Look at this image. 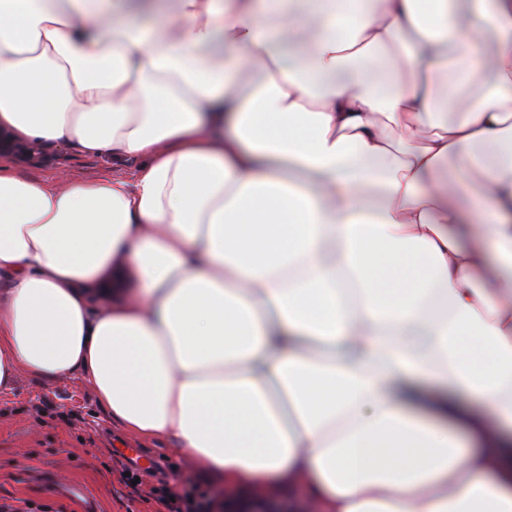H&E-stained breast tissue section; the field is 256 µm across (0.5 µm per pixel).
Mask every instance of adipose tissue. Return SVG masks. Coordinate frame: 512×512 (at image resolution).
Wrapping results in <instances>:
<instances>
[{"mask_svg":"<svg viewBox=\"0 0 512 512\" xmlns=\"http://www.w3.org/2000/svg\"><path fill=\"white\" fill-rule=\"evenodd\" d=\"M0 121L142 161L0 166V389L82 376L313 512H512V0H0ZM124 268L112 265L96 285L87 289L88 302L94 309L112 306V302L120 300L129 288H137L123 275Z\"/></svg>","mask_w":512,"mask_h":512,"instance_id":"obj_1","label":"adipose tissue"}]
</instances>
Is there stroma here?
Listing matches in <instances>:
<instances>
[{
	"mask_svg": "<svg viewBox=\"0 0 512 512\" xmlns=\"http://www.w3.org/2000/svg\"><path fill=\"white\" fill-rule=\"evenodd\" d=\"M55 157L16 163L17 171L63 189L78 180L132 179L137 163L115 155H89L73 143L54 144ZM131 448L158 458L140 485L122 478ZM192 478L211 485L204 466L165 439L143 440L112 423L91 388L78 377L49 383L19 373L0 391V500H28L54 512H156L148 493L158 480L178 485Z\"/></svg>",
	"mask_w": 512,
	"mask_h": 512,
	"instance_id": "obj_1",
	"label": "stroma"
}]
</instances>
